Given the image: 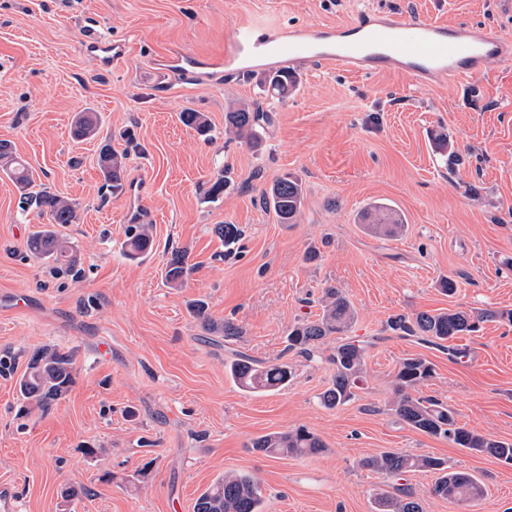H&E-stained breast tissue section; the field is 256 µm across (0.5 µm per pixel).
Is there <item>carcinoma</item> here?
Listing matches in <instances>:
<instances>
[{"mask_svg":"<svg viewBox=\"0 0 512 512\" xmlns=\"http://www.w3.org/2000/svg\"><path fill=\"white\" fill-rule=\"evenodd\" d=\"M268 91L274 97L284 99L296 87L293 71L276 69L264 77ZM181 123L202 136L211 131L210 122L202 112L186 110L179 114ZM264 113L247 103L229 105L224 115V131L254 147L261 144L265 127L261 124ZM98 117L94 112H78L74 115L72 135L84 140L97 135ZM128 153H117L112 141L104 140L99 147V166L104 185L112 193L125 189V159ZM0 171L8 176L20 193L21 209L36 210L47 223L32 232L26 241L29 254L37 259L66 261L70 269L77 266V256L72 246L63 238L57 226L77 221L76 205L67 198L36 183L33 169L7 139L0 140ZM304 200L301 180L290 173L282 175L269 188L262 191L260 204L273 210L281 224H294ZM365 226L371 232L395 235L404 227L398 212L388 204L379 202L364 216ZM215 232L230 245L242 236L235 224H218ZM153 248L149 227L134 226L129 229L125 243V255L138 258ZM189 274L185 255L175 254L165 267L164 278L171 288L183 287ZM322 313L314 320L307 319L293 326L287 336V350L310 359L326 339L347 332L355 319V309L344 293L336 287L323 291ZM193 319L210 335L221 336L229 342L241 337V329L229 320L216 321L208 313L203 300H193L188 305ZM498 317V313L482 311H448L437 314L419 312L414 317L396 315L389 318L387 326L402 337H416L423 342L449 341L461 334L476 332L480 325ZM366 347L346 340L336 345V352L327 357L335 366L329 386L319 395L321 404L334 409L350 402L355 390L364 378ZM76 360L70 350L45 347L34 352L18 382L20 400L34 403L47 410L63 398L76 378ZM234 383L243 391L263 393L288 386L293 368L286 364L262 365V362L245 353H238L228 367ZM433 376V365L420 355L402 360L396 374L393 411L397 418L409 427L442 437L471 452L485 453L505 464H512V443L468 431L456 423L454 410L446 403L432 398L415 397L417 390ZM324 447L323 442L304 428L295 431L273 432L257 437L252 448L271 457H301L314 454ZM362 467L387 476H401L412 471H430L438 474L430 488V494L443 499L471 503L481 499L483 488L473 475L448 470L441 458L389 451L362 460ZM263 500L258 480L247 473L227 471L200 495L194 512H262ZM375 512H424L418 497L413 493L375 496Z\"/></svg>","mask_w":512,"mask_h":512,"instance_id":"obj_1","label":"carcinoma"}]
</instances>
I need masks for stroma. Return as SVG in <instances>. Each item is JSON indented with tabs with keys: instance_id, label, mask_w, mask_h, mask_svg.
I'll use <instances>...</instances> for the list:
<instances>
[{
	"instance_id": "obj_1",
	"label": "stroma",
	"mask_w": 512,
	"mask_h": 512,
	"mask_svg": "<svg viewBox=\"0 0 512 512\" xmlns=\"http://www.w3.org/2000/svg\"><path fill=\"white\" fill-rule=\"evenodd\" d=\"M376 10L512 35L496 0H0V139L76 203L77 222L60 233L82 268L76 277L26 255L40 220L0 173V352L15 356L13 373L0 374V483L21 512H194L231 470L259 480L266 512H373L380 488L413 491L426 512H512V465L412 429L391 407L399 361L420 355L434 368L423 395L466 429L512 442V323H483L446 349L386 326L419 311H512V68L426 88L300 65L299 88L282 101L258 69L190 84L166 69L176 50L223 54L242 22L336 25ZM89 30L129 42L128 60L100 71L81 50ZM233 102L271 113L259 148L225 135ZM187 109L207 115L211 140L180 122ZM83 111L98 114L100 130L79 142L71 123ZM128 130L139 149L127 152L126 178L141 187L115 195L98 144L108 136L123 151ZM224 169L232 182L208 201L207 182ZM286 171L304 188L293 224L258 202ZM380 200L403 216V234L365 229L362 215ZM142 205L154 245L131 260L123 214ZM218 224L241 228L239 242L225 247ZM183 251L192 271L169 287L164 268ZM329 285L356 311L349 338L367 344L365 381L335 409L318 400L335 340L310 361L286 349L289 327L320 314ZM194 299L241 338L203 341L187 311ZM45 346L74 351L75 383L50 410L19 416L17 376ZM238 352L289 362L294 377L278 391H242L226 371ZM299 427L324 451L272 458L251 446ZM387 451L443 458L486 494L466 508L430 496L431 473L361 467ZM71 486L82 493L68 503Z\"/></svg>"
}]
</instances>
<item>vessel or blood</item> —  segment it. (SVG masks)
<instances>
[{
    "instance_id": "1",
    "label": "vessel or blood",
    "mask_w": 512,
    "mask_h": 512,
    "mask_svg": "<svg viewBox=\"0 0 512 512\" xmlns=\"http://www.w3.org/2000/svg\"><path fill=\"white\" fill-rule=\"evenodd\" d=\"M99 69L127 57L123 41L93 39L84 44ZM307 61L344 67L366 75L398 72L415 83L438 85L488 76L512 66V37L469 23L446 24L407 14L360 17L343 25L310 24L289 30L245 22L233 31L222 56L209 60L180 52L171 60L175 77L200 71H238Z\"/></svg>"
}]
</instances>
